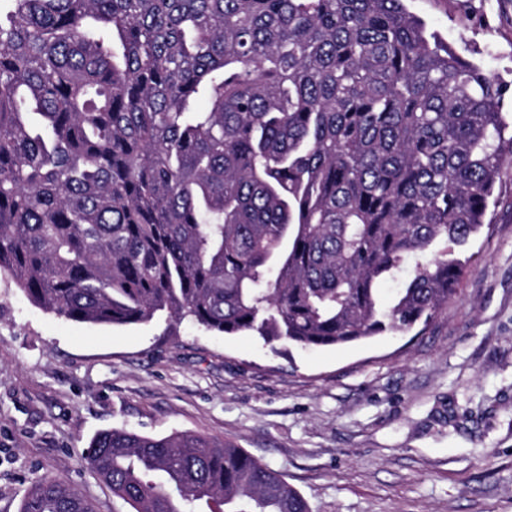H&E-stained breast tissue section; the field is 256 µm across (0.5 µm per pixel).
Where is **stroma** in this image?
I'll return each instance as SVG.
<instances>
[{"instance_id":"stroma-1","label":"stroma","mask_w":512,"mask_h":512,"mask_svg":"<svg viewBox=\"0 0 512 512\" xmlns=\"http://www.w3.org/2000/svg\"><path fill=\"white\" fill-rule=\"evenodd\" d=\"M407 6L506 86L511 121L512 0ZM465 253L424 330L280 354L165 313L113 327L66 320L0 275V512H19L45 478L96 512H124L85 464L112 428L234 442L311 512H512V155Z\"/></svg>"}]
</instances>
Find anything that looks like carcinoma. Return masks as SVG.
I'll return each instance as SVG.
<instances>
[{
    "label": "carcinoma",
    "instance_id": "1",
    "mask_svg": "<svg viewBox=\"0 0 512 512\" xmlns=\"http://www.w3.org/2000/svg\"><path fill=\"white\" fill-rule=\"evenodd\" d=\"M0 273L66 320L336 348L427 325L484 226L503 88L404 0H0ZM413 270L390 299L380 285ZM135 512H310L230 441L124 428ZM20 512H95L43 479Z\"/></svg>",
    "mask_w": 512,
    "mask_h": 512
}]
</instances>
